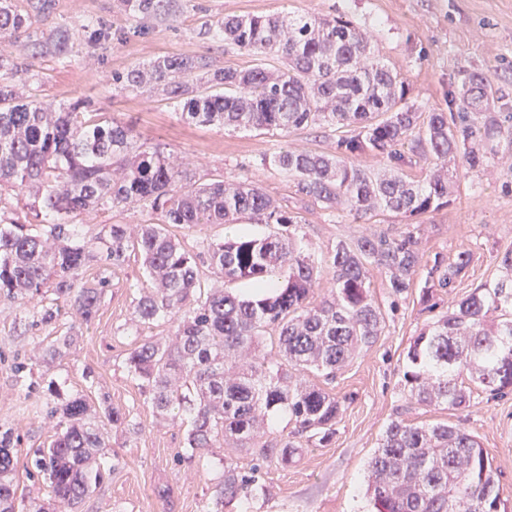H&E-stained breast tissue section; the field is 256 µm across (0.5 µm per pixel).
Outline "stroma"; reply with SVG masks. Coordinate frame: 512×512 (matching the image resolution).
Here are the masks:
<instances>
[{
  "label": "stroma",
  "mask_w": 512,
  "mask_h": 512,
  "mask_svg": "<svg viewBox=\"0 0 512 512\" xmlns=\"http://www.w3.org/2000/svg\"><path fill=\"white\" fill-rule=\"evenodd\" d=\"M113 2L55 0L52 13L41 17L32 30L41 34L71 27L89 16L111 19ZM179 7L177 21L153 23L96 54L79 53L64 64L50 59L37 62L34 77L23 85L24 96L37 94L55 106L88 101L98 111L133 124L146 146L165 147L197 182L219 176L228 182H256L278 206L301 216L295 237L316 257L330 255L341 242L411 232L422 266L398 296L384 271L370 267V289L384 318L381 335L335 377L305 376L341 402L335 435L322 446L304 443L291 463L264 464L267 495L235 503L227 512H370L368 462L394 420L462 423L492 457L502 496L512 501V392L500 396L480 391L469 408L449 411L411 402L402 386L404 356L413 337L455 309L478 285L497 279L501 256L512 250V142L495 141V156L472 171L466 170L462 159L450 161L447 206L417 217L381 211L357 220L346 209L332 215L302 197L292 179L271 163L284 147L335 153L344 129L324 125L273 136L257 130L188 125L164 96L128 93L112 84L114 73L163 55L207 54L217 67H251V56L210 48L198 37L201 24L215 16L340 13L372 33L382 61L408 84L409 104L423 113L444 112L465 69L483 73L494 89L512 96V0H179ZM273 230V225L244 216L233 227L174 226L170 232L195 254L233 233L263 236ZM462 251L471 255L465 275L454 287L435 292L431 304H424L425 269L435 258L450 260ZM102 277L109 288L88 323L68 312L56 326H35L19 303L0 297V433L11 431L23 449L48 445L56 431L47 416V405L55 396L49 386L58 384L62 396L83 394L97 411L111 408L128 414L133 423L129 429L110 430L105 450L110 473L78 512H162L155 493L159 487L171 491V512H201L213 493L220 458L245 469L254 461L249 453L230 445L217 449L216 459L208 465L179 462L185 427L163 422L125 369L128 352L143 340L171 335L174 320L133 321L134 301L145 281L139 256H130L117 271L95 265L84 274L88 281ZM58 336L71 337L69 350L60 359L43 362V348ZM22 363L29 367L30 387L25 391L17 385V367Z\"/></svg>",
  "instance_id": "35a3bbf8"
}]
</instances>
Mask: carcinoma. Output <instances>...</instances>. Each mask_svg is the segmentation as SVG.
Wrapping results in <instances>:
<instances>
[{"label":"carcinoma","mask_w":512,"mask_h":512,"mask_svg":"<svg viewBox=\"0 0 512 512\" xmlns=\"http://www.w3.org/2000/svg\"><path fill=\"white\" fill-rule=\"evenodd\" d=\"M54 0H0V295L27 305L49 303L31 325H52L74 311L88 323L108 286L83 282L94 263L122 267L140 256L146 285L139 288L134 319H177L162 341L146 340L125 359L165 420L187 425L180 461L200 463L231 442L264 461L288 464L303 448L296 438L327 443L341 403L298 379L303 370L334 375L356 352L375 342L383 321L370 291L367 265H376L400 294L420 265L412 234L340 242L318 259L298 247L290 227L297 217L276 205L253 181L215 180L198 185L191 172L158 147L138 143L133 125L91 109L86 101L58 108L23 99L19 86L32 62L69 59L72 44L101 48L123 40L130 25L147 28L174 16L173 0H117L123 22L87 17L25 43L35 18ZM200 34L218 47L255 57L243 69L217 68L210 57L160 56L113 76L123 90L158 92L173 101L188 124L267 132L321 125L352 128L336 153L283 148L273 164L294 178L297 193L330 211L342 205L361 219L379 210L410 217L448 203V158L463 154L474 170L489 161L476 145L506 136L500 116L512 120V99L499 96L477 71L463 74L451 113L427 116L408 105V89L383 63L369 36L343 14L228 16L205 21ZM283 67L266 66L268 57ZM409 146L435 165L425 183L408 180L400 151ZM384 154L394 166L373 173L355 166L363 154ZM134 204L150 222L106 224L90 244L76 217L90 210L120 211ZM248 215L279 231L238 236L207 246L211 268L226 281L253 280L269 291L243 298L222 288L204 294L197 257L168 226L234 224ZM470 253L434 260L424 294L451 288L465 274ZM334 288L313 292L324 270ZM498 279L484 283L452 312L428 324L406 355L403 388L420 405L468 408L473 393L512 389V252ZM277 336L279 357L261 353L266 335ZM286 413L295 430L272 439L267 421ZM48 415L57 432L46 448L26 452L29 476L49 483L54 500L69 507L103 482L106 447L102 421L76 395ZM11 434L0 435V512H16L13 483L18 454ZM222 471L202 512H224L236 500L267 491L257 466L245 471L219 459ZM367 493L376 512H509L492 458L459 424H388L368 465Z\"/></svg>","instance_id":"obj_1"}]
</instances>
